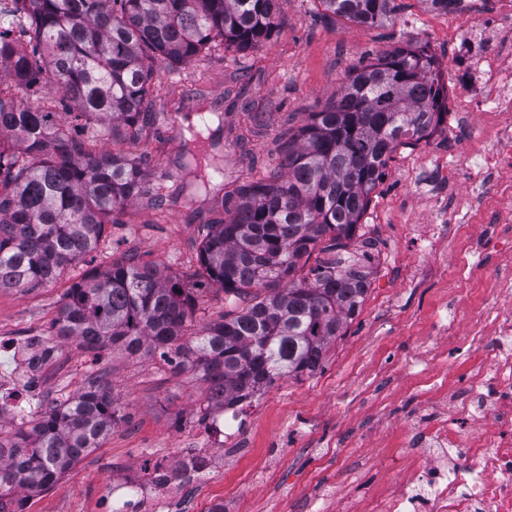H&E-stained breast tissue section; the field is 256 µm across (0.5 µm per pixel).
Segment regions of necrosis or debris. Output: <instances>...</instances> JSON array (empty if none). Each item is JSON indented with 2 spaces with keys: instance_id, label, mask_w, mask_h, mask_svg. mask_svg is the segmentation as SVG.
<instances>
[{
  "instance_id": "1",
  "label": "necrosis or debris",
  "mask_w": 512,
  "mask_h": 512,
  "mask_svg": "<svg viewBox=\"0 0 512 512\" xmlns=\"http://www.w3.org/2000/svg\"><path fill=\"white\" fill-rule=\"evenodd\" d=\"M497 303L472 319L474 334L459 337L456 353L473 358L454 385L434 383L446 415L425 420L406 475L362 506L345 512H512V267L501 270ZM210 458L195 453L179 469H157L145 481L119 485L131 501L163 504Z\"/></svg>"
}]
</instances>
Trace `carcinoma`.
I'll return each instance as SVG.
<instances>
[{
    "label": "carcinoma",
    "mask_w": 512,
    "mask_h": 512,
    "mask_svg": "<svg viewBox=\"0 0 512 512\" xmlns=\"http://www.w3.org/2000/svg\"><path fill=\"white\" fill-rule=\"evenodd\" d=\"M28 21L20 44L0 29V61L16 85L57 97L74 120L112 121L132 137L151 119L157 65L186 63L216 45L243 50L282 25L283 0H17ZM324 15L363 27L390 23L396 0H314ZM436 59L410 43L356 66L336 100L288 139L279 167L221 200L224 218L206 225L196 284L224 291L232 309L189 338L192 289L162 280L133 259L93 270L65 289L52 335L88 351L148 345L208 384L206 401L231 408L277 380L311 376L361 307L370 285L368 249L350 250L369 196L392 154L432 136L445 110ZM54 113L21 109L0 95V291L52 283L95 250L127 202L163 196L140 167L98 154L53 131ZM206 157L199 136L184 166ZM118 409L94 385L0 436V512L18 489L50 488L112 433Z\"/></svg>",
    "instance_id": "cac0c4a2"
}]
</instances>
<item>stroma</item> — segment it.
<instances>
[{"label": "stroma", "instance_id": "1", "mask_svg": "<svg viewBox=\"0 0 512 512\" xmlns=\"http://www.w3.org/2000/svg\"><path fill=\"white\" fill-rule=\"evenodd\" d=\"M401 9L386 27L367 29L319 14L314 0H286L284 22L261 46L240 51L216 49L197 60L158 70L147 105L157 115L127 153L144 156L148 183L161 184L164 209L145 198L130 200L120 223L107 225L94 261L65 269L51 284L29 292H0V336L14 347L0 348V383L11 381L27 392L30 406L42 410L63 397L99 383L112 389L119 414L101 448L82 458L51 488L24 493L25 512H103L113 478L145 474L154 464L177 465L184 455L205 451L208 470L186 481L165 512H310L326 502L330 512L341 497L381 493L403 477L404 430L422 420L433 379L453 380L468 368L451 358L458 336L471 317L493 299L496 275L512 265V223H498L512 209V166L473 180L465 156L487 145L512 116L483 111V76L473 56L492 54L496 65L512 68V41L469 32L467 20L512 24L507 0H473L465 17L439 14L425 0H397ZM412 42L426 46L437 60L448 88V112L432 137L399 148L373 194L356 231L373 239L371 285L344 336L332 343L315 375L287 378L244 408L238 440H213L204 416L207 383L178 368L177 357L108 347L93 353L73 341H55L54 353L38 371L29 358L50 325L66 288L82 274L103 270L133 256L162 276L183 278L198 266L203 224L214 214L201 180L185 175L184 140L197 128L192 98L206 91L209 139L224 164V190L248 179L251 169L279 163V148L310 113L333 102L350 71L361 61ZM242 93L251 105L242 112L225 99ZM0 91L24 107L53 111L58 131L69 133L74 120L46 93L17 87L7 65H0ZM257 120L251 154L235 136ZM474 189L483 203L451 246L428 247L433 225L448 221V199ZM495 245L477 273L469 271L470 246L484 234ZM463 301L465 315L454 329L440 333L444 310ZM426 360L428 372L410 367ZM354 484H345L347 473Z\"/></svg>", "mask_w": 512, "mask_h": 512}]
</instances>
